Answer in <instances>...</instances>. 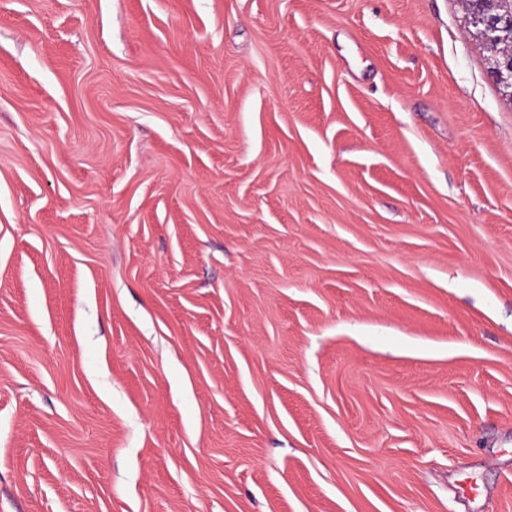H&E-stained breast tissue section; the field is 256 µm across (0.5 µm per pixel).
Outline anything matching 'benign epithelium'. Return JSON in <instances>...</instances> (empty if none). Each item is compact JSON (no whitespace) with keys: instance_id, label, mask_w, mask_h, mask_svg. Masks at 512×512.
Here are the masks:
<instances>
[{"instance_id":"1","label":"benign epithelium","mask_w":512,"mask_h":512,"mask_svg":"<svg viewBox=\"0 0 512 512\" xmlns=\"http://www.w3.org/2000/svg\"><path fill=\"white\" fill-rule=\"evenodd\" d=\"M466 21L490 53L492 75L512 98V0H464Z\"/></svg>"}]
</instances>
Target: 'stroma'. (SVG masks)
<instances>
[{
	"instance_id": "35a3bbf8",
	"label": "stroma",
	"mask_w": 512,
	"mask_h": 512,
	"mask_svg": "<svg viewBox=\"0 0 512 512\" xmlns=\"http://www.w3.org/2000/svg\"><path fill=\"white\" fill-rule=\"evenodd\" d=\"M462 0H0V512H512V99Z\"/></svg>"
}]
</instances>
